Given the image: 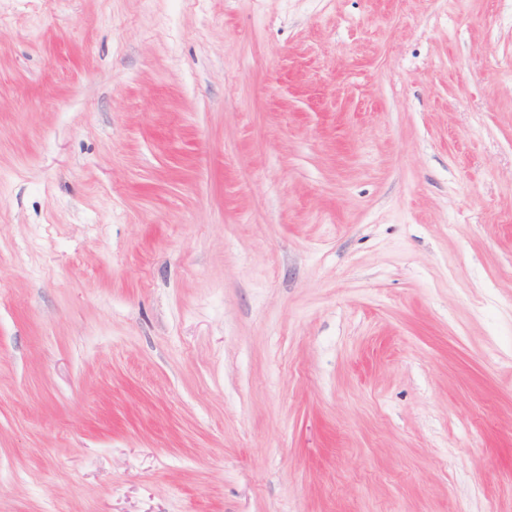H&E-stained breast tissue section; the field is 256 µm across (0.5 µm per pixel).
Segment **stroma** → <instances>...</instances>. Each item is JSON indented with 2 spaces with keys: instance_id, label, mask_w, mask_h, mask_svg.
Wrapping results in <instances>:
<instances>
[{
  "instance_id": "35a3bbf8",
  "label": "stroma",
  "mask_w": 512,
  "mask_h": 512,
  "mask_svg": "<svg viewBox=\"0 0 512 512\" xmlns=\"http://www.w3.org/2000/svg\"><path fill=\"white\" fill-rule=\"evenodd\" d=\"M0 512H512V0H0Z\"/></svg>"
}]
</instances>
